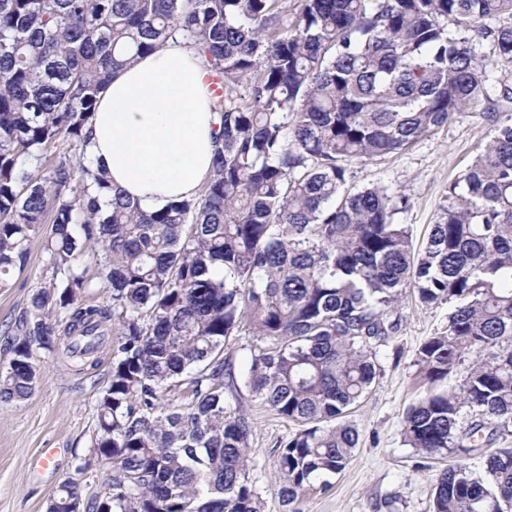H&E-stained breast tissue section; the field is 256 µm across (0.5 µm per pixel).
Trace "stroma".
I'll return each mask as SVG.
<instances>
[{
    "instance_id": "stroma-1",
    "label": "stroma",
    "mask_w": 512,
    "mask_h": 512,
    "mask_svg": "<svg viewBox=\"0 0 512 512\" xmlns=\"http://www.w3.org/2000/svg\"><path fill=\"white\" fill-rule=\"evenodd\" d=\"M493 134L482 112L461 113L402 153L354 166L351 183H384L405 194L409 203L397 219L409 225L414 247L422 248L449 185L472 164L478 145ZM51 279L42 241L33 239L25 268L15 272L11 287L0 288V369L9 364L8 343L30 296ZM450 309L447 303L423 305L411 295L404 299L399 330L380 350L381 370L372 391L348 416L359 434L354 457L332 477L330 488L310 490L300 498L301 512H432L434 474L455 459L426 461L404 444L402 429L406 410L426 392L416 352L426 338L447 327ZM34 358L41 369L34 394L20 402H0V512H46L67 479L77 483L82 498H90L111 470L94 450L96 401L109 381V353H101L99 366L84 373L40 349ZM244 406L253 422L249 452L263 510L282 512L276 492V446L299 425L253 398H245ZM46 449L53 454L54 466L43 472L36 460ZM86 460L91 469H83Z\"/></svg>"
}]
</instances>
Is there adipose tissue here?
<instances>
[{
  "mask_svg": "<svg viewBox=\"0 0 512 512\" xmlns=\"http://www.w3.org/2000/svg\"><path fill=\"white\" fill-rule=\"evenodd\" d=\"M209 75L176 37L114 73L100 95L87 155L145 211L194 196L210 175L218 115Z\"/></svg>",
  "mask_w": 512,
  "mask_h": 512,
  "instance_id": "ef3b65f1",
  "label": "adipose tissue"
}]
</instances>
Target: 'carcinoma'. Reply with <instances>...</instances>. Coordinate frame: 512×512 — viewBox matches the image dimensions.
<instances>
[{
    "instance_id": "obj_1",
    "label": "carcinoma",
    "mask_w": 512,
    "mask_h": 512,
    "mask_svg": "<svg viewBox=\"0 0 512 512\" xmlns=\"http://www.w3.org/2000/svg\"><path fill=\"white\" fill-rule=\"evenodd\" d=\"M505 14L512 0H0V288L41 235L52 271L17 325L0 401L33 393L35 348L82 372L112 352L94 445L112 470L82 512H263L242 386L305 425L276 449L282 506L327 488L354 456L345 416L409 293L453 304L417 351L423 378L467 368L458 390L407 410L406 445L466 460L512 432V118L485 113L495 133L420 252L396 222L407 197L347 187L353 165L512 103L489 77L512 72V24L492 26ZM177 34L218 75L213 173L149 213L91 169L88 129L112 73ZM174 388L184 402L167 400ZM486 470L487 484L464 462L439 470L433 512H512V448ZM74 499L68 480L47 512Z\"/></svg>"
}]
</instances>
